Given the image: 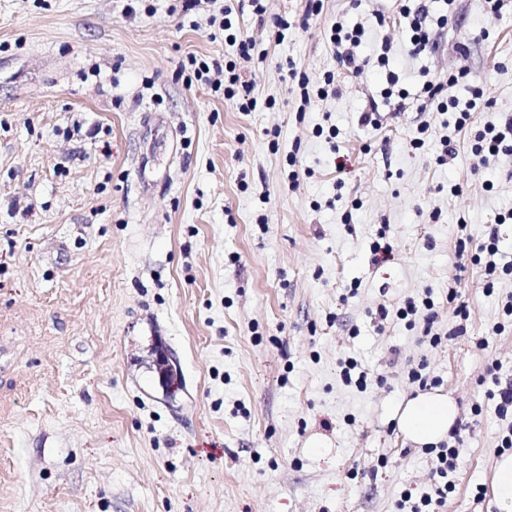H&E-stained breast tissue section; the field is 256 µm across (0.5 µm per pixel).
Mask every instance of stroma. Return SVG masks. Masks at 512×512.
<instances>
[{
  "mask_svg": "<svg viewBox=\"0 0 512 512\" xmlns=\"http://www.w3.org/2000/svg\"><path fill=\"white\" fill-rule=\"evenodd\" d=\"M143 4L0 0V512H400L433 483L395 417L421 362L463 426L443 512H499L504 423L482 380L495 365L512 376V276L490 286L452 256L458 220L478 244L512 210V162L471 153L475 129L512 114V11L484 22L478 0H455L440 50L415 57L401 28L373 25L394 0H324L305 27V0H268L295 26L279 43L239 16L246 61L210 39L208 13ZM342 15L367 27L362 52L392 41L388 70L409 92L468 67L449 95L476 86L490 105L454 160L436 162L442 114L382 102L386 70L341 76L338 95L299 111L280 66L313 85L337 70L324 31ZM190 54L236 61L262 108L187 83ZM373 104L380 128L358 126ZM380 238L392 258L376 264ZM428 290L436 346L396 316ZM349 357L366 387L341 379Z\"/></svg>",
  "mask_w": 512,
  "mask_h": 512,
  "instance_id": "obj_1",
  "label": "stroma"
}]
</instances>
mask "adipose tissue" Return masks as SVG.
<instances>
[{
	"label": "adipose tissue",
	"instance_id": "ef3b65f1",
	"mask_svg": "<svg viewBox=\"0 0 512 512\" xmlns=\"http://www.w3.org/2000/svg\"><path fill=\"white\" fill-rule=\"evenodd\" d=\"M398 427L413 444L428 447L445 440L455 424L454 401L440 392H426L404 402L398 409Z\"/></svg>",
	"mask_w": 512,
	"mask_h": 512
}]
</instances>
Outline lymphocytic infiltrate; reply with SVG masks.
<instances>
[{"label":"lymphocytic infiltrate","instance_id":"f902f5d3","mask_svg":"<svg viewBox=\"0 0 512 512\" xmlns=\"http://www.w3.org/2000/svg\"><path fill=\"white\" fill-rule=\"evenodd\" d=\"M251 11L255 16H263L266 12L264 0H237L236 5L222 9L219 30L227 44L235 46L241 55H249L253 48L250 41L240 35L236 19L244 11ZM454 16L453 11H437L431 0H400L397 17L399 25L405 29L409 37V52L413 56L435 54L440 44L437 40L439 31L447 28ZM375 22L378 26L389 25L392 19L383 11H375ZM365 28L362 24L348 25L344 20H336L327 31L326 37L336 56L340 68L357 75L366 67L387 68L389 55L392 51L390 42H382L375 55L362 57L357 53L363 42ZM388 70V68H387ZM470 75L468 68L460 67L444 75H436L424 81L419 94L410 95L401 86L399 76L388 70L386 85L381 91L382 98L395 111L404 112L409 108L425 110L436 107L440 112L448 113L449 118L443 124L444 135L441 136L440 152L436 157L438 164H447L456 151L454 132L461 130L470 122L471 115L483 98L480 88H472L471 96L466 102L448 97L447 90L461 82L467 81ZM480 164H488L489 160L500 161L512 157V115H507L501 124H488L479 130L471 148ZM472 236L467 224L457 226L456 251L454 267L458 272H465L468 265L483 266L487 278H495L498 274L512 275V261L499 262V235L497 230H490L487 239L477 249H470ZM460 426H453L448 439L439 443L432 450V474L435 480L432 493L421 496L420 500L411 503L409 512H431L432 507H443L448 494L454 486L453 474L461 455Z\"/></svg>","mask_w":512,"mask_h":512}]
</instances>
